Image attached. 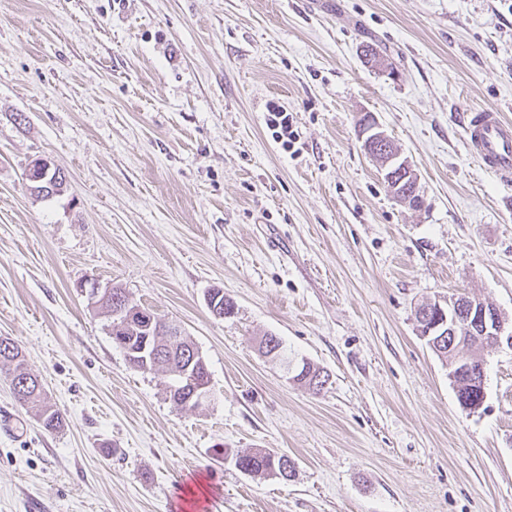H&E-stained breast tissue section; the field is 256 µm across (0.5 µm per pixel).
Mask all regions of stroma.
I'll return each mask as SVG.
<instances>
[{"label": "stroma", "instance_id": "obj_1", "mask_svg": "<svg viewBox=\"0 0 512 512\" xmlns=\"http://www.w3.org/2000/svg\"><path fill=\"white\" fill-rule=\"evenodd\" d=\"M483 107L512 119V0H0V337L65 418L44 431L0 376V512H177L193 490L197 512H512V346L480 350L469 410L415 320L469 295L512 331V187L461 123ZM367 112L421 207L365 154ZM39 157L63 193L30 192ZM89 279L197 344L206 408L129 366ZM304 360L321 392L292 381ZM253 448L294 478L239 470ZM293 116L281 105L272 102L267 107L265 125L272 131V137L280 141L284 149H290L295 143L297 133L293 129ZM358 131L364 151L377 162L393 195L400 202L415 207L420 205L422 197L417 172L407 158H402L372 113L363 115ZM448 377L452 380L456 390H458L459 380L466 378L469 383V394H462L459 397V403L470 410L478 409L485 398V367L484 363L473 367L467 363L464 367L454 370L448 366Z\"/></svg>", "mask_w": 512, "mask_h": 512}]
</instances>
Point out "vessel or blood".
Masks as SVG:
<instances>
[{
  "label": "vessel or blood",
  "instance_id": "obj_1",
  "mask_svg": "<svg viewBox=\"0 0 512 512\" xmlns=\"http://www.w3.org/2000/svg\"><path fill=\"white\" fill-rule=\"evenodd\" d=\"M471 155L486 173L503 185L512 184V120L485 108L471 112L465 124Z\"/></svg>",
  "mask_w": 512,
  "mask_h": 512
}]
</instances>
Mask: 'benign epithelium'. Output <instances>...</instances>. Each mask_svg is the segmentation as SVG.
<instances>
[{
	"instance_id": "1",
	"label": "benign epithelium",
	"mask_w": 512,
	"mask_h": 512,
	"mask_svg": "<svg viewBox=\"0 0 512 512\" xmlns=\"http://www.w3.org/2000/svg\"><path fill=\"white\" fill-rule=\"evenodd\" d=\"M359 137L366 154L374 159L390 191L401 202L418 206L422 202L419 194L418 174L409 162L401 156L400 151L380 127L373 114H364L359 124ZM52 171L51 163L45 158L31 161L26 171V179L36 186L34 192L46 193L44 180ZM81 291H89L90 300L99 306L110 299L112 284L101 285L98 282L91 287L80 285ZM420 336L435 339L437 349L448 343V338L466 336L471 340H491L494 344L507 340L512 344V335H504V323L496 308L467 295L429 301L416 311ZM448 377L453 384L465 378L469 383L468 393L460 395L459 403L470 410L479 408L485 398L484 365H465L454 369L448 367ZM211 393L202 385L192 392L184 401V406L200 409L209 403Z\"/></svg>"
}]
</instances>
